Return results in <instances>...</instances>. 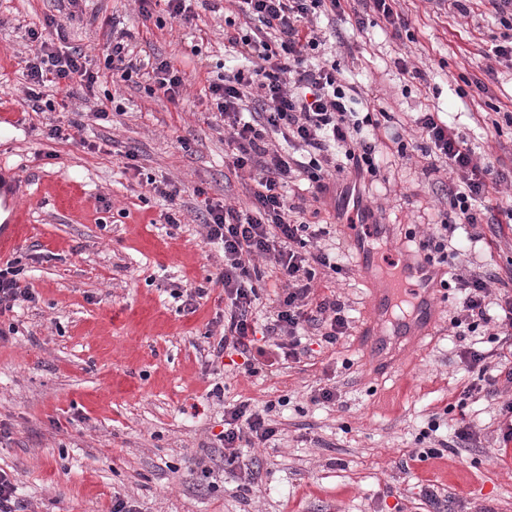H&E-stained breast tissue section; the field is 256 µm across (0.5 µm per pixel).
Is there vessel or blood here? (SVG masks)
I'll return each instance as SVG.
<instances>
[{"label":"vessel or blood","mask_w":512,"mask_h":512,"mask_svg":"<svg viewBox=\"0 0 512 512\" xmlns=\"http://www.w3.org/2000/svg\"><path fill=\"white\" fill-rule=\"evenodd\" d=\"M21 179L6 176L0 169V209L7 211L0 221V260H6L18 238L19 226L24 223ZM387 231L386 225L371 224L367 234L355 243L353 257L356 270L372 265L378 254V242ZM382 285L375 291L371 302L373 327L364 336L362 344L375 361H382L392 338L410 343L422 342L437 317V277L432 264L421 259H405L394 267L382 271Z\"/></svg>","instance_id":"b4317fda"}]
</instances>
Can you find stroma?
Returning a JSON list of instances; mask_svg holds the SVG:
<instances>
[{"label":"stroma","instance_id":"1","mask_svg":"<svg viewBox=\"0 0 512 512\" xmlns=\"http://www.w3.org/2000/svg\"><path fill=\"white\" fill-rule=\"evenodd\" d=\"M66 46L82 48L90 64L119 25L144 54L173 60L187 77L177 101L145 89L123 90L122 109L97 115L109 82L81 92L68 108L26 112L29 54L25 28L70 12L69 0H0V164L28 183L27 221L14 251L31 270L35 303L0 316L17 331L0 339V421L10 442L0 444V469L18 479L28 512H111L123 500L133 512H428L420 491L452 495L462 512L493 506L512 512V458L497 460L496 401L463 399L476 380L456 355L448 327L460 293L441 290L439 315L424 342L402 353L391 370L372 375V358L359 343L370 315L371 283L353 262L349 225L337 217L339 192L326 195L313 224L335 231L326 247L346 256L341 273L318 270L316 288L336 291L351 324L336 344L294 363L280 360L246 375L215 373L211 330L224 313V290L206 284L223 258L198 219L202 197L244 206L248 189L229 169L230 148L206 94L210 76L244 66L224 39L237 15L227 0H195L194 27L172 19L142 21L136 0H80ZM410 37L396 38L369 14L357 28L352 13L320 19L326 54L358 91V112L393 113L407 123L415 112L447 114L469 144L489 161L512 158V69L500 65L487 92L461 96V76L482 77L487 52L503 44L505 27L489 4L469 18L446 0H400ZM425 70L426 80L403 76L398 60ZM504 113L491 125L488 112ZM84 144L50 139L70 122ZM111 140L112 153L96 151ZM134 147L135 167L121 152ZM380 173L369 205L391 227L394 244L441 223L449 210L418 159L403 160L389 134L377 143ZM176 183L183 207L177 223L148 180ZM482 241L456 230L459 251L441 279L484 266L512 268V233L496 236L480 225ZM207 285L195 311L174 289ZM223 399L209 397L214 384ZM335 388L331 403H315V389ZM275 401V442L248 448L260 471L243 485L237 465L224 460L214 436L226 405ZM453 439L459 420L474 434L470 447L419 460L417 437L430 420Z\"/></svg>","mask_w":512,"mask_h":512}]
</instances>
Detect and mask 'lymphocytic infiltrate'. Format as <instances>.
Masks as SVG:
<instances>
[{
	"label": "lymphocytic infiltrate",
	"mask_w": 512,
	"mask_h": 512,
	"mask_svg": "<svg viewBox=\"0 0 512 512\" xmlns=\"http://www.w3.org/2000/svg\"><path fill=\"white\" fill-rule=\"evenodd\" d=\"M234 2L239 14L256 24L251 33L238 28L224 34L247 65L209 78L207 92L230 134L229 165L235 173H248L252 185L246 208L208 200L202 217L207 241L220 245L224 253V266L214 279L224 288V325L211 347V361L218 366L225 356L239 355L246 373L252 375L269 348L280 350L288 360L307 355L300 340L303 332L315 330L329 345L346 334L349 321L344 302L333 293L318 295L314 288L317 269L336 273L342 266L335 254L307 247L308 239L328 235L329 230L303 221V206L289 203L282 189L298 170L306 174L316 201L330 182L343 180L348 172L376 177L377 142L361 131L366 126L380 130L382 121L392 118L388 112L380 118L371 112L357 116L335 63L320 57L325 40L313 22L343 15L359 5L364 12L357 15V24H364V14L370 11L398 37L410 22L397 10L398 0ZM50 28L57 37H64L65 23L53 16L27 29L31 52L26 62L31 83L27 100L33 112L55 111L77 91L92 90L107 75L125 83L146 82L150 91L172 100L184 90V73L173 61L141 59L123 36L113 37L102 62L93 69L81 50L62 51L49 43L44 33ZM412 124L424 141L422 171L428 177L445 174L443 186L455 215L454 221L420 239L418 250L425 261L447 265L455 258L448 250V234L458 224L474 228L512 223V207L493 202L508 176L469 146L438 113H418ZM270 132L306 152V161L269 149L265 137ZM336 148L343 149L344 162L334 161ZM262 258L270 259L271 271L260 268ZM270 272L284 288L276 306L261 320L257 317L261 284ZM28 277L21 258L0 263V316L22 303L36 302ZM500 280L499 273L488 270L458 280L460 299L451 324L460 343V360L478 373L477 382L464 392L468 398L492 399L512 388V295L502 294L498 306L490 299L492 285ZM481 329L491 330L497 350L487 353L467 344V337ZM275 408L269 402L257 411L245 401L225 408L218 441L226 461H237L242 449L260 447L276 436V428L267 420Z\"/></svg>",
	"instance_id": "obj_1"
}]
</instances>
